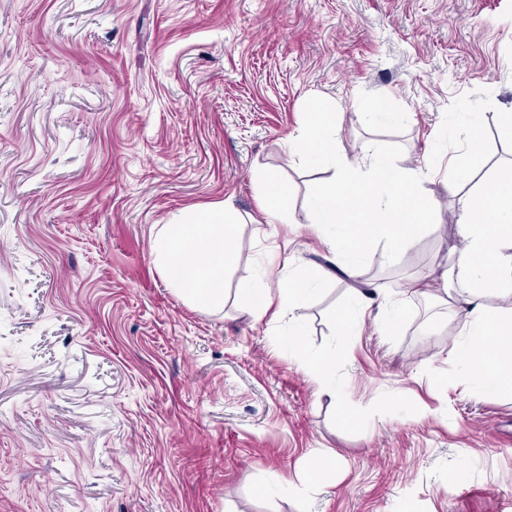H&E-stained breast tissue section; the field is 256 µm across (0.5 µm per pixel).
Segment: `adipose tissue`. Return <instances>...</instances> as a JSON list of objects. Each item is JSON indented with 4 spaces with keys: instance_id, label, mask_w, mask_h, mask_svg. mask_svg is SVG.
Here are the masks:
<instances>
[{
    "instance_id": "1",
    "label": "adipose tissue",
    "mask_w": 512,
    "mask_h": 512,
    "mask_svg": "<svg viewBox=\"0 0 512 512\" xmlns=\"http://www.w3.org/2000/svg\"><path fill=\"white\" fill-rule=\"evenodd\" d=\"M483 115L471 113L469 136L449 163L445 186L451 195L465 198L458 233L464 243L452 273H419L409 284L412 293L425 295L437 282L456 275L465 290L455 303L467 306L470 323L454 351L468 376L482 390L512 392V306L488 307L487 297L512 292V160L498 165L474 191L464 180L473 178V162L484 151ZM239 218L231 201L209 203L178 213L163 225L154 240L158 266L169 283L195 307L210 309L224 302V272L239 264L233 246V226ZM263 285L247 290L258 313L284 314L294 309L306 291L302 281L272 287V270Z\"/></svg>"
}]
</instances>
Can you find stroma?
I'll return each mask as SVG.
<instances>
[{
    "label": "stroma",
    "instance_id": "1",
    "mask_svg": "<svg viewBox=\"0 0 512 512\" xmlns=\"http://www.w3.org/2000/svg\"><path fill=\"white\" fill-rule=\"evenodd\" d=\"M479 88L486 175L512 158V0H0V512H512V393L454 356L467 311L407 288L453 264L461 200L423 182L433 229L351 278L306 217L332 171L287 147L318 95L340 152L393 143L405 165ZM270 180L295 223L251 222ZM227 197L242 259L200 310L152 244ZM271 250L312 286L290 319L244 294ZM325 360L332 394L304 371Z\"/></svg>",
    "mask_w": 512,
    "mask_h": 512
}]
</instances>
